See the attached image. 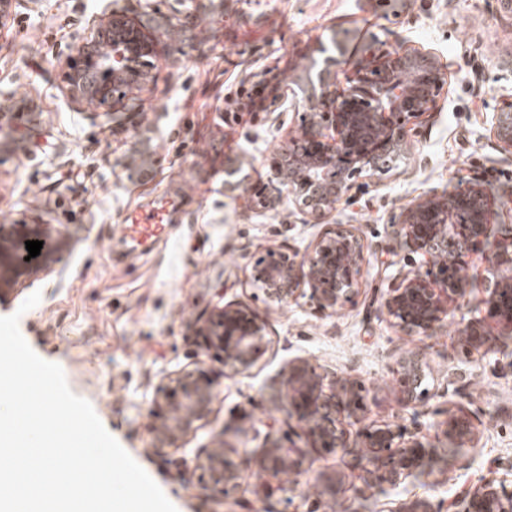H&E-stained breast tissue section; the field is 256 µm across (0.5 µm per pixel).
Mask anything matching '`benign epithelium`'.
Wrapping results in <instances>:
<instances>
[{
	"mask_svg": "<svg viewBox=\"0 0 512 512\" xmlns=\"http://www.w3.org/2000/svg\"><path fill=\"white\" fill-rule=\"evenodd\" d=\"M103 31L112 38L110 48L97 50L93 37L74 45L64 60L63 91L74 104L93 98L110 107L148 81L146 58L154 55L158 37L116 11L101 18L98 32ZM337 65L339 60L329 56L317 72L305 102L308 119L269 159L268 185L254 194L253 207L275 210L286 202L313 223H325L338 202L353 199L351 190L359 180L389 171L390 159L405 153L406 126L427 113L444 85L434 55L423 48L373 54L340 89L332 71ZM509 108L497 113L493 130L502 150L512 154V102ZM490 204L481 183L468 180L449 196L403 209L394 234L408 250L405 264L422 255L434 262L438 273L429 281L411 268L381 296L378 310L394 328L427 334L448 318L457 300L473 296L484 316L459 330L467 351L483 358L496 352V339L485 330L487 320L512 334V224L488 223ZM37 240L38 235L23 233L18 224L0 225V287L10 284L24 266L25 242ZM486 251V274L479 280L465 274L463 257ZM368 252L357 228L331 227L302 256L268 248L250 265L248 281L264 300L280 304L295 299L306 286L315 309L334 312L358 292ZM198 323L197 336L205 349L218 352L224 367L235 373L254 367L266 350L265 322L249 306L227 302L203 313ZM423 381L418 360L401 361L399 385L406 404L425 398ZM284 385L288 416L296 419L311 447L345 448L350 438L345 425L357 426L355 434L365 448V485L397 488L422 466L427 445L418 434L406 438L388 425L362 423L356 382H344L336 372L320 373L297 357L288 361ZM215 397V381L203 370L171 379L156 406L152 432L157 442L178 447L210 413ZM445 426L448 438L461 447L481 440L480 423L461 403L448 410ZM307 463L305 449L272 442L258 463L266 476L265 489L282 488L283 478L307 471ZM198 467L216 488L236 479L224 467L222 448L204 449ZM451 507L453 512H512V489L486 480L462 489Z\"/></svg>",
	"mask_w": 512,
	"mask_h": 512,
	"instance_id": "obj_1",
	"label": "benign epithelium"
}]
</instances>
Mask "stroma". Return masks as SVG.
Wrapping results in <instances>:
<instances>
[{
    "label": "stroma",
    "mask_w": 512,
    "mask_h": 512,
    "mask_svg": "<svg viewBox=\"0 0 512 512\" xmlns=\"http://www.w3.org/2000/svg\"><path fill=\"white\" fill-rule=\"evenodd\" d=\"M106 9L160 35L159 53L143 90L109 107H78L62 92L63 62ZM335 40L344 47L338 84L377 45L430 50L445 81L409 125L404 160L330 217L358 227L370 251L358 294L321 314L303 295L283 307L257 300L247 267L270 246L307 252L326 225L284 206L250 209L249 199L267 182L268 157L305 120L311 66ZM262 80V106L225 123V112L244 104L239 91ZM510 101L512 12L501 0H12L0 28V224L52 230L0 290V316L41 291L40 303L21 312L23 337L61 365L177 512H394L417 499L447 504L487 478L512 487V335L480 360L463 354L459 335L477 315L474 299L458 300L428 335L400 333L377 311L403 265L390 223L413 201L478 176L493 198L490 223L512 222V155L493 134ZM242 160L249 166L239 189L225 190L226 168ZM162 195L174 203L169 238L130 243L126 216ZM227 301L258 309L268 349L248 372L219 376L207 420L160 455L151 415L158 392L198 365L218 373L220 359L196 344V319ZM409 352L422 354L429 390L415 405L404 404L397 374ZM295 357L358 380L364 423L424 435L422 468L399 488H367L356 466L361 443L307 448L279 398ZM453 366L462 377L450 390ZM454 402L481 420L477 447L455 450L444 436ZM275 440L307 448L312 465L266 498L256 492V462ZM220 443L238 478L217 490L196 457Z\"/></svg>",
    "instance_id": "35a3bbf8"
}]
</instances>
